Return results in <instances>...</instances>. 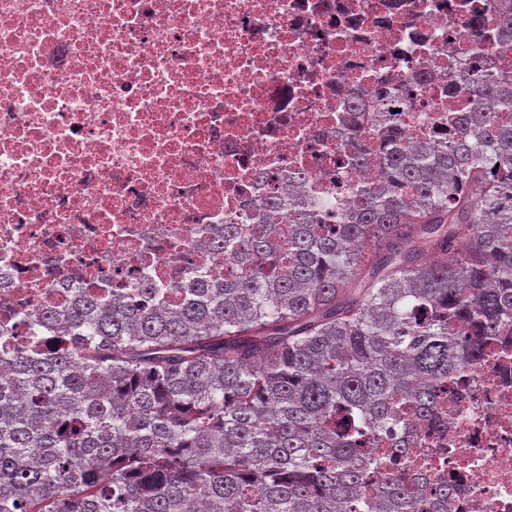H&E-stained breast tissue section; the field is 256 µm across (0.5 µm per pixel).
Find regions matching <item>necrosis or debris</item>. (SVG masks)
<instances>
[{
	"mask_svg": "<svg viewBox=\"0 0 512 512\" xmlns=\"http://www.w3.org/2000/svg\"><path fill=\"white\" fill-rule=\"evenodd\" d=\"M512 0H0V298L233 272L219 235L288 195L348 205L350 108L416 94L407 141L452 133L472 20ZM292 173L302 182L289 181ZM452 512H512V340L408 422Z\"/></svg>",
	"mask_w": 512,
	"mask_h": 512,
	"instance_id": "4bbe7bcc",
	"label": "necrosis or debris"
}]
</instances>
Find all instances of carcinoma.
Wrapping results in <instances>:
<instances>
[{"label": "carcinoma", "mask_w": 512, "mask_h": 512, "mask_svg": "<svg viewBox=\"0 0 512 512\" xmlns=\"http://www.w3.org/2000/svg\"><path fill=\"white\" fill-rule=\"evenodd\" d=\"M477 43H512V15ZM455 139L407 145L396 116L353 159L381 183L267 201L224 225L236 275L77 288L15 337L0 301V512H417L397 455L370 445L433 421L448 379L512 336V75L474 55Z\"/></svg>", "instance_id": "carcinoma-1"}]
</instances>
